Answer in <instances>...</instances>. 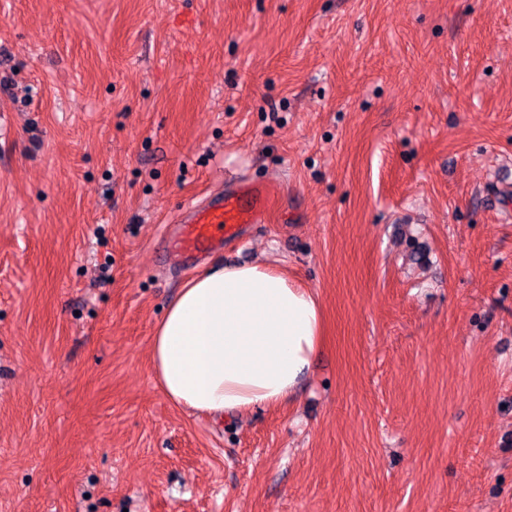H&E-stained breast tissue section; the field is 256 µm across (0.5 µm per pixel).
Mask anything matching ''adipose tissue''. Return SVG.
<instances>
[{"instance_id": "adipose-tissue-1", "label": "adipose tissue", "mask_w": 512, "mask_h": 512, "mask_svg": "<svg viewBox=\"0 0 512 512\" xmlns=\"http://www.w3.org/2000/svg\"><path fill=\"white\" fill-rule=\"evenodd\" d=\"M325 338L316 294L265 263L193 276L151 338L152 367L175 406L222 416L296 393Z\"/></svg>"}]
</instances>
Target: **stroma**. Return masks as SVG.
<instances>
[{
  "instance_id": "1",
  "label": "stroma",
  "mask_w": 512,
  "mask_h": 512,
  "mask_svg": "<svg viewBox=\"0 0 512 512\" xmlns=\"http://www.w3.org/2000/svg\"><path fill=\"white\" fill-rule=\"evenodd\" d=\"M255 261L322 306L296 398L174 406L156 324ZM0 512H512V0H0ZM273 192V184L242 182L232 192L192 206L169 236L170 260L185 264L195 259L205 245L222 247L224 241L238 238L246 224L268 223Z\"/></svg>"
}]
</instances>
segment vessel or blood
<instances>
[{
	"label": "vessel or blood",
	"mask_w": 512,
	"mask_h": 512,
	"mask_svg": "<svg viewBox=\"0 0 512 512\" xmlns=\"http://www.w3.org/2000/svg\"><path fill=\"white\" fill-rule=\"evenodd\" d=\"M273 192V185L243 182L234 191L192 206L181 216L176 232L170 237V258L188 262L203 247L214 248L238 238L245 225L268 223Z\"/></svg>",
	"instance_id": "1"
}]
</instances>
